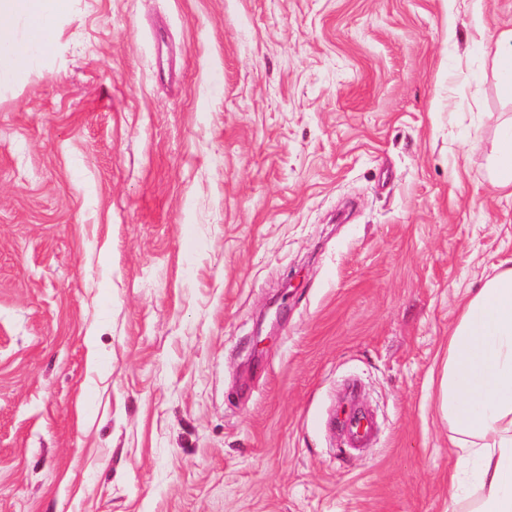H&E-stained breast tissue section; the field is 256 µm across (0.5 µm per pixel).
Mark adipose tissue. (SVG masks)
I'll return each instance as SVG.
<instances>
[{"instance_id": "1", "label": "adipose tissue", "mask_w": 512, "mask_h": 512, "mask_svg": "<svg viewBox=\"0 0 512 512\" xmlns=\"http://www.w3.org/2000/svg\"><path fill=\"white\" fill-rule=\"evenodd\" d=\"M60 0H0V82L45 52ZM30 23L20 40L14 19ZM493 186L512 192V116L497 127ZM440 411L450 453L472 464V486L448 476V512H512V258L463 300L448 332Z\"/></svg>"}]
</instances>
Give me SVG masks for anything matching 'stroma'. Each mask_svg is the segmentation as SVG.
<instances>
[{
	"label": "stroma",
	"mask_w": 512,
	"mask_h": 512,
	"mask_svg": "<svg viewBox=\"0 0 512 512\" xmlns=\"http://www.w3.org/2000/svg\"><path fill=\"white\" fill-rule=\"evenodd\" d=\"M483 25L463 0H66L0 86V512H446L448 330L512 258V0ZM350 378L360 453L327 425ZM493 68L502 95L512 101V29L502 31L496 40ZM492 184L512 194V116L504 118L497 126Z\"/></svg>",
	"instance_id": "35a3bbf8"
}]
</instances>
